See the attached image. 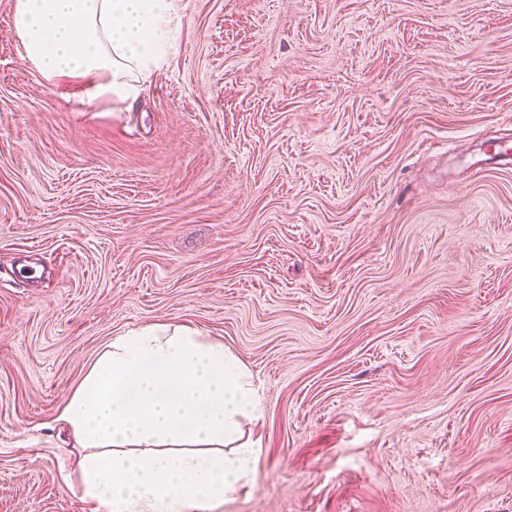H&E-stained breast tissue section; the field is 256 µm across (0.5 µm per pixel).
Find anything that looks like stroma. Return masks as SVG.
Here are the masks:
<instances>
[{
	"mask_svg": "<svg viewBox=\"0 0 512 512\" xmlns=\"http://www.w3.org/2000/svg\"><path fill=\"white\" fill-rule=\"evenodd\" d=\"M0 0V512H88L54 427L112 338L263 390L214 512H512V0H176L136 102Z\"/></svg>",
	"mask_w": 512,
	"mask_h": 512,
	"instance_id": "stroma-1",
	"label": "stroma"
}]
</instances>
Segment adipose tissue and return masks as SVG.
<instances>
[{
  "mask_svg": "<svg viewBox=\"0 0 512 512\" xmlns=\"http://www.w3.org/2000/svg\"><path fill=\"white\" fill-rule=\"evenodd\" d=\"M175 0H15L23 57L89 99L136 98L167 63ZM264 408L246 365L189 328L146 326L105 345L56 421L83 454L75 489L94 512H213L255 471L242 420Z\"/></svg>",
  "mask_w": 512,
  "mask_h": 512,
  "instance_id": "adipose-tissue-1",
  "label": "adipose tissue"
}]
</instances>
